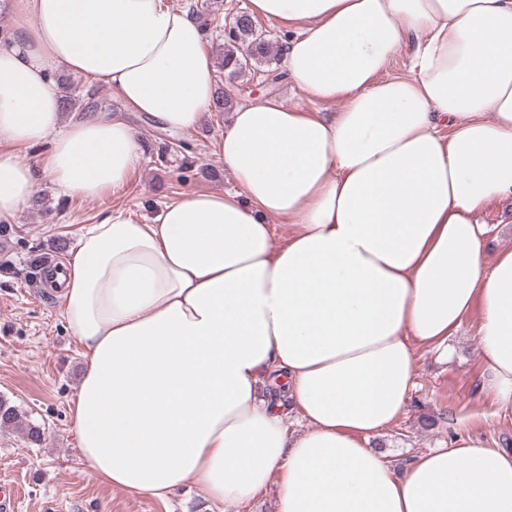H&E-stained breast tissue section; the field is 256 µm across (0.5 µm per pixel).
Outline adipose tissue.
<instances>
[{"mask_svg": "<svg viewBox=\"0 0 512 512\" xmlns=\"http://www.w3.org/2000/svg\"><path fill=\"white\" fill-rule=\"evenodd\" d=\"M0 32V219L41 181L94 200L144 145L64 117L63 70L191 133L216 97L197 18L167 0H8ZM288 32L317 111L238 106L220 143L235 192L82 228L53 278L81 346L71 410L97 480L162 503L275 488L277 512H512V452L472 439L396 469L371 446L408 412L417 347L481 304L483 387L512 418V249L486 262L479 212L512 197V0H250ZM411 64L389 68L402 50ZM47 144L36 162L19 147ZM290 225L276 238L272 219ZM283 382L306 424L289 435Z\"/></svg>", "mask_w": 512, "mask_h": 512, "instance_id": "obj_1", "label": "adipose tissue"}]
</instances>
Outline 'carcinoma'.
<instances>
[{
    "label": "carcinoma",
    "mask_w": 512,
    "mask_h": 512,
    "mask_svg": "<svg viewBox=\"0 0 512 512\" xmlns=\"http://www.w3.org/2000/svg\"><path fill=\"white\" fill-rule=\"evenodd\" d=\"M234 30L229 34V42L224 46V58L220 63L223 70L231 69V75L242 76L249 62L270 61L279 54L280 48L258 36L252 17L240 12L233 20ZM0 428L22 429L27 442L39 445L43 441V429L26 420L24 413L16 406L0 400Z\"/></svg>",
    "instance_id": "1"
}]
</instances>
